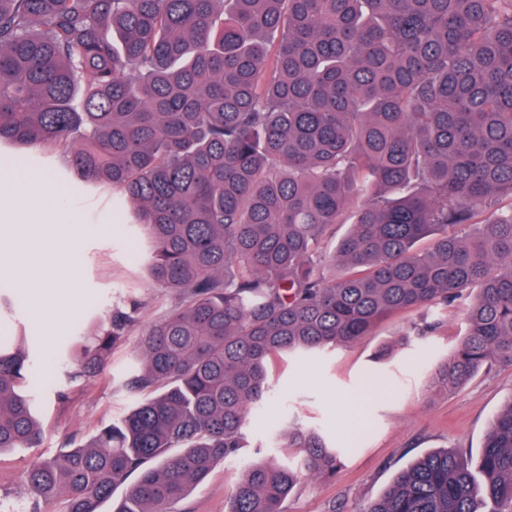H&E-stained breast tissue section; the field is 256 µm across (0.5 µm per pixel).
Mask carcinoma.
<instances>
[{
	"instance_id": "cac0c4a2",
	"label": "carcinoma",
	"mask_w": 512,
	"mask_h": 512,
	"mask_svg": "<svg viewBox=\"0 0 512 512\" xmlns=\"http://www.w3.org/2000/svg\"><path fill=\"white\" fill-rule=\"evenodd\" d=\"M0 142L111 185L179 298L137 343L128 386L147 396L32 464L25 512L59 497L99 512L120 487L113 512H174L242 457L275 360L466 290L438 382L512 367V0H0ZM348 219L328 275L322 245ZM131 324L117 308L80 358L62 349L66 379L103 367ZM30 363L0 338V453L40 437ZM280 440L310 474L341 466L298 422ZM298 480L247 461L228 512H285ZM363 512H512V401L476 465L431 451Z\"/></svg>"
}]
</instances>
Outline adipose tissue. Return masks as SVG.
Segmentation results:
<instances>
[{
	"mask_svg": "<svg viewBox=\"0 0 512 512\" xmlns=\"http://www.w3.org/2000/svg\"><path fill=\"white\" fill-rule=\"evenodd\" d=\"M64 195L47 173H33L24 180H12L9 173L0 174V232L12 240L19 255H32L26 274L18 276L21 290L38 288L43 298L54 296L59 274L66 260L79 244L78 234L59 238L53 251H46L45 239L52 225L73 223L64 211ZM49 252V262L37 260L40 252Z\"/></svg>",
	"mask_w": 512,
	"mask_h": 512,
	"instance_id": "ef3b65f1",
	"label": "adipose tissue"
}]
</instances>
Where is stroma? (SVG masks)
I'll return each mask as SVG.
<instances>
[{"mask_svg":"<svg viewBox=\"0 0 512 512\" xmlns=\"http://www.w3.org/2000/svg\"><path fill=\"white\" fill-rule=\"evenodd\" d=\"M0 166L17 172L54 169L68 208L79 218L84 240L70 260L64 294L80 298L77 311L61 302L34 318L28 296L16 285V264L0 266V291L13 304L11 335L37 340L32 381L43 393L41 438L36 447L0 454V496L18 495L19 477L34 461L87 444L104 427L119 422L140 401L127 389L133 350L141 332L163 318L176 296L153 283L147 268L148 243L138 225L113 221V192L107 185H82L68 173L62 156L38 147L0 145ZM466 300L448 308L422 307L384 319L370 335L316 358H292L273 367L274 391L246 427V458H273L299 466L295 449L276 447L275 437L294 420L318 431L340 454L336 476L301 473L286 512H362L380 497L394 476L427 452L448 448L476 461L493 419L512 401V368L484 369L463 387L435 388L432 372L448 357L465 328ZM133 310L126 342L115 349L105 372L68 384L56 357L62 347L80 354L82 338L110 317L113 309ZM438 324L435 334L420 331ZM379 387L365 404V433L356 445L345 442L336 399ZM241 470L236 461L218 464L210 476L175 506V512H226Z\"/></svg>","mask_w":512,"mask_h":512,"instance_id":"stroma-1","label":"stroma"}]
</instances>
